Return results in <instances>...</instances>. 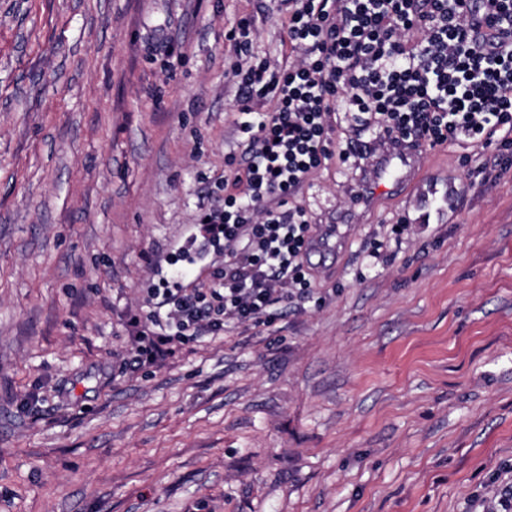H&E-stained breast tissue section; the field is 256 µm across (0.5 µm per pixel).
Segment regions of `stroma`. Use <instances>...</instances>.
Segmentation results:
<instances>
[{
	"mask_svg": "<svg viewBox=\"0 0 512 512\" xmlns=\"http://www.w3.org/2000/svg\"><path fill=\"white\" fill-rule=\"evenodd\" d=\"M243 17L278 58L273 0H0V512H481L512 482V179L459 146L420 162L449 222L383 199L301 307L121 374L125 309L242 150Z\"/></svg>",
	"mask_w": 512,
	"mask_h": 512,
	"instance_id": "obj_1",
	"label": "stroma"
}]
</instances>
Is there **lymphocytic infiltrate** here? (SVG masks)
Returning a JSON list of instances; mask_svg holds the SVG:
<instances>
[{"label":"lymphocytic infiltrate","mask_w":512,"mask_h":512,"mask_svg":"<svg viewBox=\"0 0 512 512\" xmlns=\"http://www.w3.org/2000/svg\"><path fill=\"white\" fill-rule=\"evenodd\" d=\"M284 52L262 59L251 19L225 38L237 88L224 199L198 215L139 307L125 314L132 374L188 341L266 324L318 280L321 221L299 196L327 161L366 177L384 143L490 152L471 178L512 173V0H277ZM224 265L206 285L207 254Z\"/></svg>","instance_id":"lymphocytic-infiltrate-1"}]
</instances>
